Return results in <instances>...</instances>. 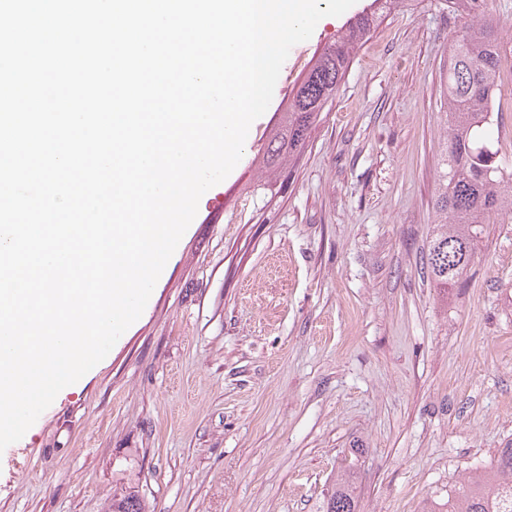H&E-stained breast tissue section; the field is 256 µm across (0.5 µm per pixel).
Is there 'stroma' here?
Masks as SVG:
<instances>
[{
    "label": "stroma",
    "mask_w": 512,
    "mask_h": 512,
    "mask_svg": "<svg viewBox=\"0 0 512 512\" xmlns=\"http://www.w3.org/2000/svg\"><path fill=\"white\" fill-rule=\"evenodd\" d=\"M411 0L374 29L305 144L266 149L280 73L224 213L184 233L139 320L0 452V512H320L361 448L360 512H423L512 439V220L460 287L424 265L451 37Z\"/></svg>",
    "instance_id": "obj_1"
}]
</instances>
